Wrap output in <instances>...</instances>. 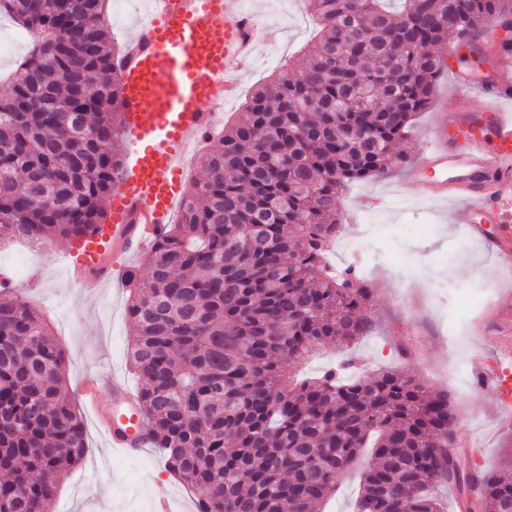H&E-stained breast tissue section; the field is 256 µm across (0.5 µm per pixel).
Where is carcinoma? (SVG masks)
Here are the masks:
<instances>
[{
	"instance_id": "obj_1",
	"label": "carcinoma",
	"mask_w": 512,
	"mask_h": 512,
	"mask_svg": "<svg viewBox=\"0 0 512 512\" xmlns=\"http://www.w3.org/2000/svg\"><path fill=\"white\" fill-rule=\"evenodd\" d=\"M107 0H0L31 37L0 97V241L38 245L94 233L121 170L122 52ZM320 36L300 66L256 89L208 137L203 177L131 275L129 361L152 447L198 512H318L359 472L357 512H512V451L492 472L448 473L455 412L406 372L292 371L316 350L376 327L355 268L326 272L342 191L405 163L396 150L433 103L448 35L479 68L491 19L512 0H305ZM65 353L36 311L0 292V512H51L87 449L64 388Z\"/></svg>"
}]
</instances>
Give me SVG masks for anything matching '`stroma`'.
<instances>
[{
    "instance_id": "1",
    "label": "stroma",
    "mask_w": 512,
    "mask_h": 512,
    "mask_svg": "<svg viewBox=\"0 0 512 512\" xmlns=\"http://www.w3.org/2000/svg\"><path fill=\"white\" fill-rule=\"evenodd\" d=\"M246 6L261 27V41L241 65L236 99L224 106L227 121L272 72L300 58L303 45L318 29L305 0H247ZM456 108L454 79L448 75L438 84L432 107L416 117L402 146L408 165L415 164L432 144L437 124L451 125ZM406 173V167H400L387 178L357 183L342 193L347 237H355L363 224L429 227L426 235L408 242L413 261L408 269L390 260L382 242L371 251L342 254L340 266L366 268L379 318L377 333L355 345L353 352L372 368H398L413 374L427 390L447 391L457 417L459 450L479 469L492 470L499 463L504 440L512 436V422L489 419L487 412L496 395L474 373L484 368L486 359L498 355L492 339L501 316L495 300H487L468 316L466 339L451 344L442 289L480 279L500 292L512 273L484 242L470 236L465 225L453 222L456 204L422 196L416 185L406 181ZM373 196L383 197V204L365 207V198ZM69 247L66 241L46 247L23 241L0 243V271L9 273L13 291L46 318L66 352V388L75 411L87 424L86 455L65 471L52 512H156L162 496L173 512H197L193 493L168 475L158 449L131 457L106 450L83 404L80 384L86 373L127 368L132 337L126 314L129 290L110 281L93 293L79 288L71 281L63 258ZM36 269L42 280L35 288L29 276ZM460 359L469 363V373L453 374V365Z\"/></svg>"
}]
</instances>
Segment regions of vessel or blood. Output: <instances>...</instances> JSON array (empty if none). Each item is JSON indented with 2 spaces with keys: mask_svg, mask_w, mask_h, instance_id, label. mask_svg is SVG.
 Instances as JSON below:
<instances>
[{
  "mask_svg": "<svg viewBox=\"0 0 512 512\" xmlns=\"http://www.w3.org/2000/svg\"><path fill=\"white\" fill-rule=\"evenodd\" d=\"M241 2L151 0L152 13L123 60L120 109L131 161L112 193L110 223L67 251L75 282L99 287L117 257L143 250L170 224L185 196L182 151L208 129L207 105L234 95L240 65L260 35ZM455 81L462 96L453 121L457 133H438L412 176L427 195L456 202L472 234L507 256L512 224L503 216L502 196L512 190V115L496 101L512 95V70L497 62L478 74L456 73ZM473 87L484 93L477 107L465 99ZM479 376L497 396V413L512 416V373L497 365ZM105 386L114 399L109 409L99 402ZM83 393L108 447L124 454L143 450L137 391L125 378L89 375Z\"/></svg>",
  "mask_w": 512,
  "mask_h": 512,
  "instance_id": "1",
  "label": "vessel or blood"
}]
</instances>
